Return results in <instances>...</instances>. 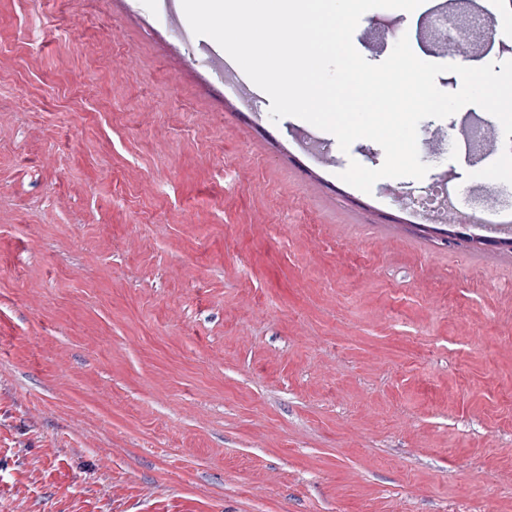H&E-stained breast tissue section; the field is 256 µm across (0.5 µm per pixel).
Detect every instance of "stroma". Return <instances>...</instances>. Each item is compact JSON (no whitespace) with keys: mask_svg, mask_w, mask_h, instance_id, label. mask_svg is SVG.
<instances>
[{"mask_svg":"<svg viewBox=\"0 0 512 512\" xmlns=\"http://www.w3.org/2000/svg\"><path fill=\"white\" fill-rule=\"evenodd\" d=\"M396 20L422 60L480 56ZM158 0H0V512H512V251L467 193L494 158L460 126L422 180L368 139L312 181L279 146L305 121L226 103ZM455 234L401 222L439 176Z\"/></svg>","mask_w":512,"mask_h":512,"instance_id":"obj_1","label":"stroma"}]
</instances>
